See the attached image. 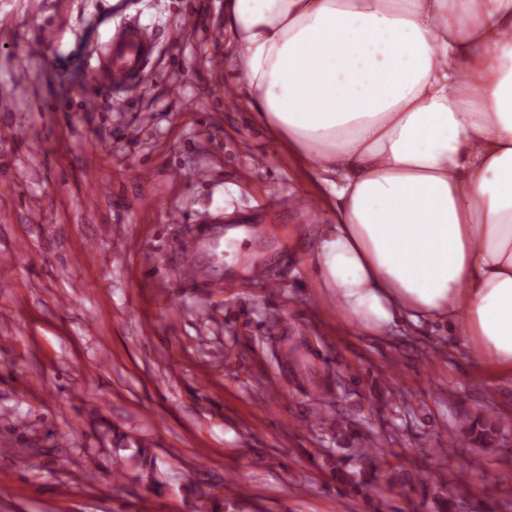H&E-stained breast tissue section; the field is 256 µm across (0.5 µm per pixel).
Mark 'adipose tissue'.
Segmentation results:
<instances>
[{
	"mask_svg": "<svg viewBox=\"0 0 512 512\" xmlns=\"http://www.w3.org/2000/svg\"><path fill=\"white\" fill-rule=\"evenodd\" d=\"M246 103L336 198L360 330L426 318L512 373V0H224Z\"/></svg>",
	"mask_w": 512,
	"mask_h": 512,
	"instance_id": "adipose-tissue-1",
	"label": "adipose tissue"
}]
</instances>
